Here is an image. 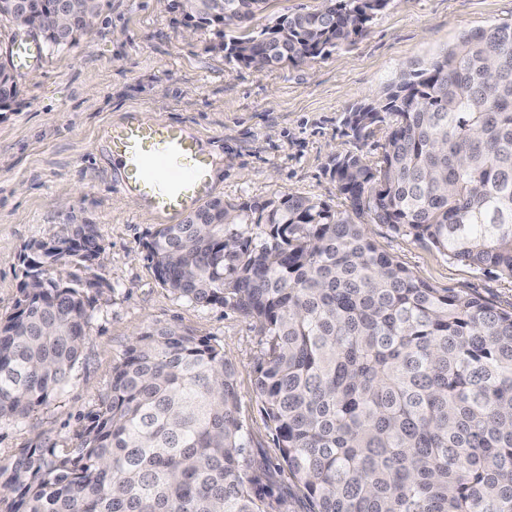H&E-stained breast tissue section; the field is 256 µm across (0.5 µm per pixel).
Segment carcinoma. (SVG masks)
<instances>
[{
  "mask_svg": "<svg viewBox=\"0 0 512 512\" xmlns=\"http://www.w3.org/2000/svg\"><path fill=\"white\" fill-rule=\"evenodd\" d=\"M74 24L52 28L57 4ZM0 0L11 42L76 44L98 0ZM265 0H176L187 25L225 28ZM390 0H323L224 58L263 71L341 50ZM17 94L0 61V110ZM391 119L380 158L335 156L346 209L307 196L209 199L145 242L160 283L230 304L265 338L254 393L283 468L309 512H512V310L436 288L376 249L368 224L512 279V23L463 34L400 73L381 101L344 118L368 140ZM255 224L267 232L252 234ZM100 247L67 224L26 259L16 311L0 320V419L46 404L68 381L89 324L84 287L50 277ZM237 369L210 340L173 327L137 336L78 452L52 443L0 470L9 512H270L243 457Z\"/></svg>",
  "mask_w": 512,
  "mask_h": 512,
  "instance_id": "1",
  "label": "carcinoma"
}]
</instances>
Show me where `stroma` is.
Listing matches in <instances>:
<instances>
[{
  "label": "stroma",
  "instance_id": "obj_1",
  "mask_svg": "<svg viewBox=\"0 0 512 512\" xmlns=\"http://www.w3.org/2000/svg\"><path fill=\"white\" fill-rule=\"evenodd\" d=\"M321 0H266L229 34L254 35ZM512 23V0H390L347 48L256 72L225 59L217 28L190 29L174 0H100L95 27L75 45L42 50L16 70L18 94L0 111V318L16 310L30 245L65 225L92 224L100 256L63 262L54 277L94 281L87 336L67 384L21 419H0V466L43 439L75 446L132 339L171 326L209 339L237 368L250 471L266 474L274 512H303L275 435L253 392L264 349L253 319L229 305L198 304L157 279L144 244L161 218L120 187L105 134L131 110L181 125L224 167L212 194L264 200L292 193L343 210L327 167L338 154L377 159L386 126L364 142L346 136L347 112L379 101L400 72L445 51L462 34ZM378 251L438 288L465 289L512 309V279L448 260L383 224Z\"/></svg>",
  "mask_w": 512,
  "mask_h": 512
}]
</instances>
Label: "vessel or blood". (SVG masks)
<instances>
[{"instance_id": "1", "label": "vessel or blood", "mask_w": 512, "mask_h": 512, "mask_svg": "<svg viewBox=\"0 0 512 512\" xmlns=\"http://www.w3.org/2000/svg\"><path fill=\"white\" fill-rule=\"evenodd\" d=\"M106 142L121 163L122 189L148 211L174 218L210 197L211 157L181 127L132 111Z\"/></svg>"}]
</instances>
